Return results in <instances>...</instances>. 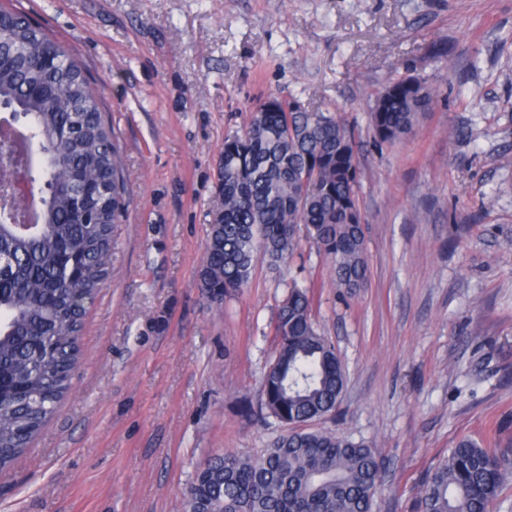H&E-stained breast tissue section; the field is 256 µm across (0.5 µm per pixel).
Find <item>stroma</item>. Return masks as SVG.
<instances>
[{
    "instance_id": "35a3bbf8",
    "label": "stroma",
    "mask_w": 512,
    "mask_h": 512,
    "mask_svg": "<svg viewBox=\"0 0 512 512\" xmlns=\"http://www.w3.org/2000/svg\"><path fill=\"white\" fill-rule=\"evenodd\" d=\"M104 88L132 199L88 305L59 411L0 471V512H184L209 455H255L252 417L290 283L346 369L328 426L375 450L374 512H417L464 436L512 442V0H16ZM439 88L402 143L377 146L376 94ZM341 113L362 143L368 288L341 301L326 260L257 255L223 304L199 286L218 160L257 100Z\"/></svg>"
}]
</instances>
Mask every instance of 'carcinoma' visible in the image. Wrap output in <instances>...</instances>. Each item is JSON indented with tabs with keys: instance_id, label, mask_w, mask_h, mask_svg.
<instances>
[{
	"instance_id": "1",
	"label": "carcinoma",
	"mask_w": 512,
	"mask_h": 512,
	"mask_svg": "<svg viewBox=\"0 0 512 512\" xmlns=\"http://www.w3.org/2000/svg\"><path fill=\"white\" fill-rule=\"evenodd\" d=\"M55 59L41 64L48 44ZM42 88L33 98L32 84ZM99 91L72 49L0 3V114L23 128L26 171L41 186V220L16 234L0 216V376L20 390L0 399V470L21 457L69 390L81 354L86 304L109 273L117 225L131 204L121 133L104 119ZM438 96L418 76L389 83L374 99L378 145L412 135ZM221 175L200 288L222 304L249 283L254 255L291 259L300 229L332 263L333 287L368 283L365 216L358 201L354 129L297 98L256 104L224 137ZM84 192L77 208L73 192ZM277 346L262 378L261 410L287 427L254 457L209 456L196 470L185 512H373L380 464L372 447L332 429L346 382L333 343L312 318L311 289L294 282L278 306ZM512 477V452L461 438L428 475L419 512H493Z\"/></svg>"
}]
</instances>
